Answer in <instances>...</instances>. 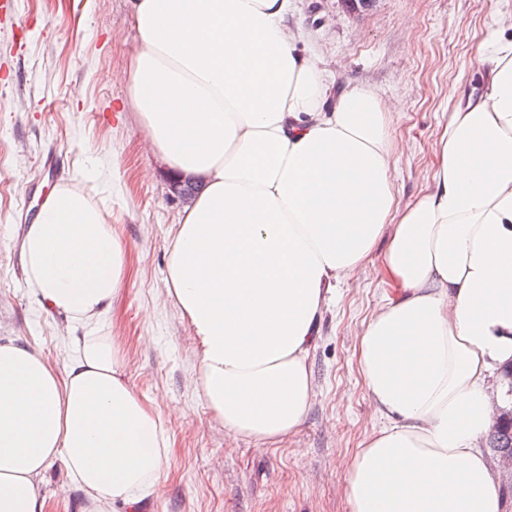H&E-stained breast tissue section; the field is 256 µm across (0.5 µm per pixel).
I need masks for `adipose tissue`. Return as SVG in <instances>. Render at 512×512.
Instances as JSON below:
<instances>
[{"label":"adipose tissue","mask_w":512,"mask_h":512,"mask_svg":"<svg viewBox=\"0 0 512 512\" xmlns=\"http://www.w3.org/2000/svg\"><path fill=\"white\" fill-rule=\"evenodd\" d=\"M135 52L115 79L176 174L200 180L166 263L198 345L197 395L233 440L285 442L316 399L310 354L338 284L377 261L388 291L354 356L382 422L345 469L349 512H504L483 446L512 408V26L478 47L482 90H448L427 183L395 192L390 107L301 52L292 0H129ZM31 295L64 315L51 364L0 336V512H47L62 463L81 512H140L172 445L103 331L128 250L71 187L21 240Z\"/></svg>","instance_id":"adipose-tissue-1"}]
</instances>
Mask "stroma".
Here are the masks:
<instances>
[{
    "instance_id": "35a3bbf8",
    "label": "stroma",
    "mask_w": 512,
    "mask_h": 512,
    "mask_svg": "<svg viewBox=\"0 0 512 512\" xmlns=\"http://www.w3.org/2000/svg\"><path fill=\"white\" fill-rule=\"evenodd\" d=\"M293 9L304 47L337 83L395 103L392 133L411 146L396 189L414 200L448 87L475 65L496 19L512 17V0H375L358 12L343 0H293ZM134 36L127 0H14L0 10V336L38 345L59 367L70 353L64 316L29 292L20 241L44 199L74 184L130 250L113 333L130 383L157 399L172 443L164 493L142 512H348L345 465L377 425L354 347L383 286L367 267L324 313L310 357L319 396L295 436L269 448L227 440L191 384L197 345L167 296V250L184 204L171 197L137 114L119 111L125 86L106 79L129 70ZM147 169L153 180L142 179ZM40 488L47 512H79L61 464Z\"/></svg>"
}]
</instances>
